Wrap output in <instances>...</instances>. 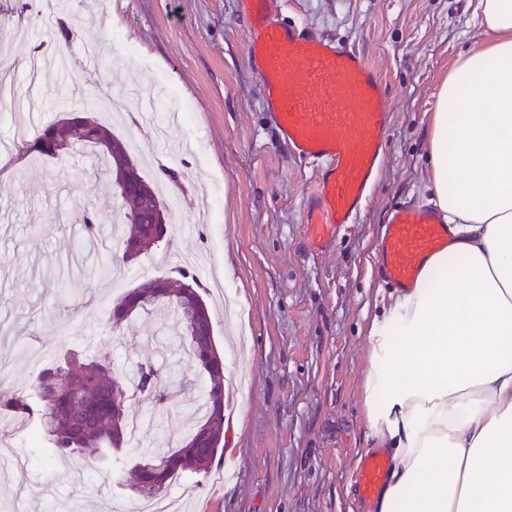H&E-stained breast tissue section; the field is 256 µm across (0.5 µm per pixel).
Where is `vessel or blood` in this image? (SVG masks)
<instances>
[{
    "instance_id": "vessel-or-blood-1",
    "label": "vessel or blood",
    "mask_w": 512,
    "mask_h": 512,
    "mask_svg": "<svg viewBox=\"0 0 512 512\" xmlns=\"http://www.w3.org/2000/svg\"><path fill=\"white\" fill-rule=\"evenodd\" d=\"M246 18L248 64L258 76L266 115L290 153L317 166L304 200L306 239L320 250L353 223L382 169L391 114L387 86L364 54L278 18L272 0H239ZM448 245L443 213L427 205L391 209L378 244L384 282L404 291L424 263ZM391 461L359 455L354 491L372 506L384 493Z\"/></svg>"
}]
</instances>
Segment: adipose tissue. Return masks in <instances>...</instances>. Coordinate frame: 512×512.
<instances>
[{"mask_svg":"<svg viewBox=\"0 0 512 512\" xmlns=\"http://www.w3.org/2000/svg\"><path fill=\"white\" fill-rule=\"evenodd\" d=\"M459 55L429 125L446 251L368 330L363 412L391 458L373 512H512V0Z\"/></svg>","mask_w":512,"mask_h":512,"instance_id":"adipose-tissue-1","label":"adipose tissue"}]
</instances>
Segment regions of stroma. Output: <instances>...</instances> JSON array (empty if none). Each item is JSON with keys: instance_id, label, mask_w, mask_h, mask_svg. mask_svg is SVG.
Segmentation results:
<instances>
[{"instance_id": "stroma-1", "label": "stroma", "mask_w": 512, "mask_h": 512, "mask_svg": "<svg viewBox=\"0 0 512 512\" xmlns=\"http://www.w3.org/2000/svg\"><path fill=\"white\" fill-rule=\"evenodd\" d=\"M281 19L353 44L388 87L386 157L355 223L315 251L305 244L303 199L314 167L268 124L260 81L246 57L238 0H0V377L31 390L64 358L106 355L126 375L155 361L171 400L149 405L140 446L111 465L60 461L29 433L0 437V512H90L128 498L139 448L162 455L199 415L204 379L172 329L141 315L109 332L129 289L183 269L203 285L224 349V454L206 476L185 473L167 490L170 512H365L355 462L373 442L363 418L367 333L389 287L376 277L389 210L433 204L428 126L448 68L484 34L468 0H274ZM172 88L188 107L153 123L138 106ZM113 128L141 173L176 199L171 241L116 272L94 274L104 246L119 247L118 199L79 149L35 159L38 130L65 113ZM104 217L87 242L77 219ZM81 267L78 301L62 300L63 262ZM69 345L56 346L61 325Z\"/></svg>"}]
</instances>
